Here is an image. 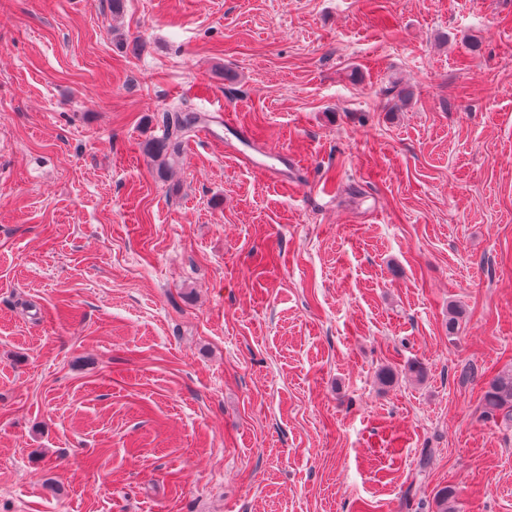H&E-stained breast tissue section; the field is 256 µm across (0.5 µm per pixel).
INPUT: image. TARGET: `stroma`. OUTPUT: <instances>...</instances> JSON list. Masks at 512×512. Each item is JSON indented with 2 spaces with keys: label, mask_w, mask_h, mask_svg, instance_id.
<instances>
[{
  "label": "stroma",
  "mask_w": 512,
  "mask_h": 512,
  "mask_svg": "<svg viewBox=\"0 0 512 512\" xmlns=\"http://www.w3.org/2000/svg\"><path fill=\"white\" fill-rule=\"evenodd\" d=\"M506 369L512 0H0V512H512ZM182 112L185 111H166L164 115V123L167 128V136L164 141L159 142L156 145H152L148 150L151 152V156L159 161L158 169L161 171H164L167 166L165 157L170 146H172V151L177 149L179 142L178 139L181 138L196 122L197 117L191 115L192 113ZM224 127L229 130H235L239 133L237 136L238 141L244 147L243 149H237L238 154L252 167H265L267 166L264 162L259 161L256 156L248 152V149H253L252 144L253 141L238 127V125L234 122L233 118L229 113H225L224 115ZM485 413L512 421V371L492 379L484 394Z\"/></svg>",
  "instance_id": "stroma-1"
}]
</instances>
